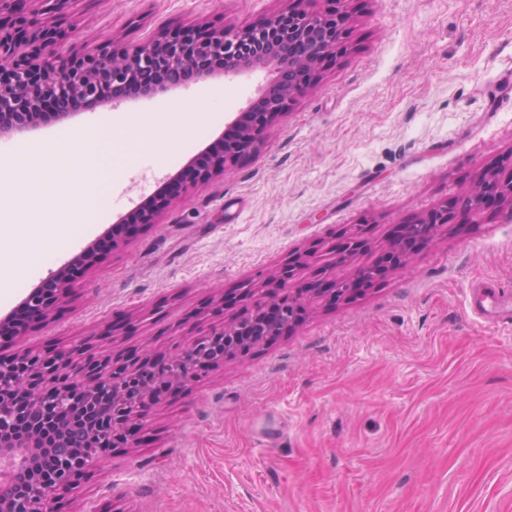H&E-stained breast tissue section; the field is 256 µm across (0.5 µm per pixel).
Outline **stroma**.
Instances as JSON below:
<instances>
[{"label": "stroma", "instance_id": "obj_1", "mask_svg": "<svg viewBox=\"0 0 512 512\" xmlns=\"http://www.w3.org/2000/svg\"><path fill=\"white\" fill-rule=\"evenodd\" d=\"M288 0H71L70 44L134 46L176 23L231 26ZM348 51L325 67L230 176L200 184L108 254L25 347H68L128 319L114 349L172 351L207 331L203 302L260 285L289 256L362 229L339 280L374 263L397 224L512 172V0H339ZM217 77L84 112L15 141L0 193V315L104 236L136 178L166 177L220 135L271 80ZM210 121L168 156L119 152L118 183L92 224L74 187L93 168L83 126L143 117ZM52 152L57 199L27 210L30 167ZM512 297V211L458 217L406 267L337 305L312 302L289 331L225 360L161 401L145 447L107 449L68 512H512V328L483 298Z\"/></svg>", "mask_w": 512, "mask_h": 512}]
</instances>
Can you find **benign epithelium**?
<instances>
[{
    "mask_svg": "<svg viewBox=\"0 0 512 512\" xmlns=\"http://www.w3.org/2000/svg\"><path fill=\"white\" fill-rule=\"evenodd\" d=\"M43 3L47 17L39 18L34 4ZM70 0H0V138H13L39 126L58 123L104 103L151 97L176 84L208 80L218 73L233 79L265 68L270 54L246 59L242 51L280 40L295 50L288 82L274 81L261 90L259 105L236 113L227 130L192 158L185 169L169 177L163 193L112 227V238L90 244L67 263L50 271L19 303L0 318V350L25 335L31 325L45 323L67 301L74 284L102 258L159 216L191 186L232 172L256 150L273 123L321 79L326 64L347 50L343 16L334 9L311 13L302 7L279 11L258 24L211 28L200 21L174 32L159 31L151 40L128 49L108 39L91 51H68L69 25L64 9ZM512 206V173L481 174L471 191L453 204L398 226L382 259L358 268L353 277L337 281L319 271V278L294 290L288 288L302 258L283 263L258 287L236 295L245 310L227 315L216 306L218 323L187 347L172 352L144 349L135 355L55 348L43 352L17 351L0 356V512H58L61 499L77 489L99 453L116 444L139 440L142 423L154 406L178 385L197 380L217 365L206 355L224 336L238 339L227 356L253 346V336H276L322 298L344 301L370 282L402 268L438 229L458 214L477 216L484 209ZM369 242L350 235L330 249L335 263H346ZM102 397L96 424L81 449L72 452L73 468L59 470L49 480L39 462L55 456L39 447L34 434L16 426L17 410L28 406L44 416L65 410L73 394Z\"/></svg>",
    "mask_w": 512,
    "mask_h": 512,
    "instance_id": "benign-epithelium-1",
    "label": "benign epithelium"
}]
</instances>
